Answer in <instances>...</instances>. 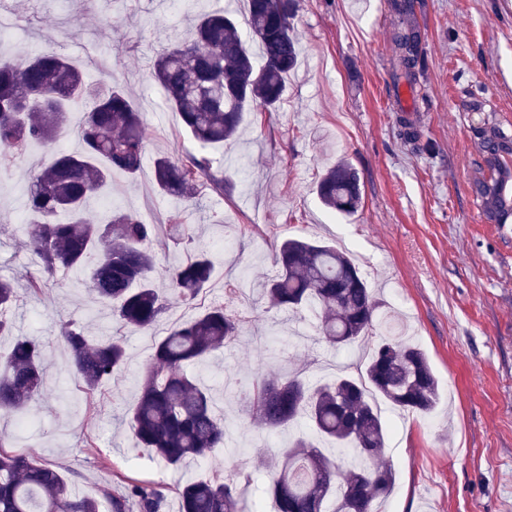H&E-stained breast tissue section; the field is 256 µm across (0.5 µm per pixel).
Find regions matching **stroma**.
<instances>
[{
	"label": "stroma",
	"instance_id": "obj_1",
	"mask_svg": "<svg viewBox=\"0 0 512 512\" xmlns=\"http://www.w3.org/2000/svg\"><path fill=\"white\" fill-rule=\"evenodd\" d=\"M216 7L246 18V0H12L8 56L50 46L87 81L114 79L153 130L148 155L180 156L191 144L150 66L195 15ZM413 13L422 64L410 111L394 83L399 18L390 0H298L299 64L279 107L249 113L213 150L228 178L223 193L204 191L186 207L155 192L151 165L133 181L113 173L110 197L91 204V218L118 205L164 224L182 210L192 247L212 257L210 286L192 303H173L151 331L120 327L75 271L58 270L38 295L20 291L8 317L16 334L43 342L46 391L23 417L26 428L18 413L0 412L1 438L58 466L79 494L114 485L119 473L166 490L210 471L231 478L245 470L263 482L266 451L253 446L239 406L218 407L236 425L239 454L218 448L176 470L135 452L125 419L154 340L215 303L249 321L204 364L213 382L289 371L312 384L333 379L317 368L330 349L314 335L316 320L305 318L306 335H296L295 316L267 309L261 292L277 273L276 244L305 236L371 261L376 299L412 322L439 381L431 414H383L382 462L395 485L381 512H512V220L489 221L471 187L482 161L478 128L493 118L512 134V0H414ZM405 118L417 142L403 138ZM48 156L35 144L22 164L0 171V277L22 283L39 270L23 233L21 188ZM241 158L249 162L243 175L234 170ZM340 158L362 194L350 216L328 212L316 194L321 173ZM239 276L252 285L244 306L224 293ZM67 321L97 339L121 338L129 353L125 371L94 393L79 387L60 338Z\"/></svg>",
	"mask_w": 512,
	"mask_h": 512
}]
</instances>
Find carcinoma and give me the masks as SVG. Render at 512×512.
Segmentation results:
<instances>
[{
	"instance_id": "cac0c4a2",
	"label": "carcinoma",
	"mask_w": 512,
	"mask_h": 512,
	"mask_svg": "<svg viewBox=\"0 0 512 512\" xmlns=\"http://www.w3.org/2000/svg\"><path fill=\"white\" fill-rule=\"evenodd\" d=\"M247 32L221 9L200 14L191 37L159 52L151 76L177 112L196 150L181 157L153 159L155 189L185 203L207 188L224 192V175L213 171L207 149L231 139L254 107L268 112L280 104L288 74L297 63L294 35L296 0H246ZM401 27L393 35L399 51L398 78L413 85L420 65V33L414 27L411 0H393ZM257 42L256 61L248 42ZM86 103L83 119L72 130L81 151H53L33 171L22 198L30 215L25 232L38 256L41 275L28 280L37 294L43 276L60 269L85 272L92 294L104 302L123 328L151 330L162 322L172 298L196 300L207 288L213 263L194 250L186 261L166 270L168 291L154 283L157 226L112 207L108 218L93 224L86 214L90 199L106 188L112 171L135 178L140 172L152 131L143 113L117 83L89 84L67 58L51 49L14 62L0 60V168L9 169L27 146H51L68 128V112ZM483 165L473 190L489 220L505 224L512 217V135L496 125L478 130ZM322 203L351 215L361 205L356 172L338 159L316 187ZM169 244L191 242L182 215L168 219ZM278 274L265 284L271 309L319 311V339L336 347L372 342L364 368L331 382L309 384L302 373L256 376L225 398L249 407L250 421L264 430L305 424L288 446L265 458L266 492L277 512H378L376 505L392 489L395 475L379 463L387 447V431L375 397L408 413L427 414L437 405L439 382L425 353L402 336H375L380 304L365 276L344 253L302 237H287L275 248ZM14 281L0 278V335L11 330L7 312L16 300ZM245 321L228 315L224 306L205 308L187 322L168 328L152 347L150 362L139 379V396L129 412L136 448L166 467L202 463L225 446L230 424L216 412L217 395L186 367L205 361L235 341ZM61 337L75 372L87 391L123 371V341H99L86 328L68 322ZM44 389V349L31 336H17L0 361V410L30 408ZM125 487L100 495L72 492L57 466L35 461L26 450L0 439V512H162L163 489L121 477ZM249 475L228 482L204 473L175 486L179 512H251L244 506Z\"/></svg>"
}]
</instances>
